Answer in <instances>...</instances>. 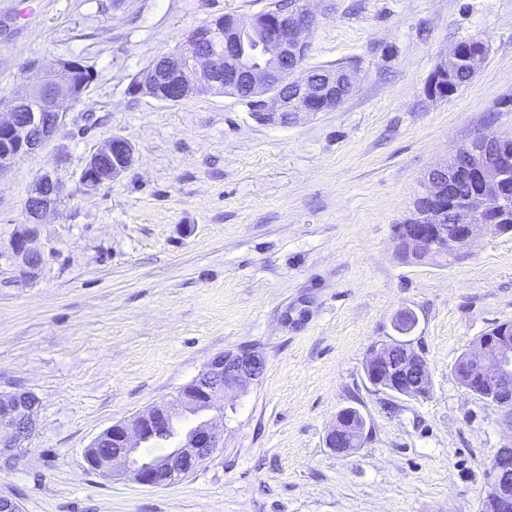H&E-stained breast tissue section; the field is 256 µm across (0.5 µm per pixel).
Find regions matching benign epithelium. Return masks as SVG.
Returning a JSON list of instances; mask_svg holds the SVG:
<instances>
[{"label":"benign epithelium","instance_id":"benign-epithelium-1","mask_svg":"<svg viewBox=\"0 0 512 512\" xmlns=\"http://www.w3.org/2000/svg\"><path fill=\"white\" fill-rule=\"evenodd\" d=\"M313 24V15L302 3L280 12L263 25L259 48L265 63L253 69L238 66L224 76L218 71L221 60L201 49L209 32L200 28L190 35L199 46L195 55L160 56L140 75V85L152 90L153 98L161 101L167 88L191 96L212 91L223 80L246 84L257 102L259 118L268 121H284L290 112L334 111L352 92L353 81L332 70L318 77L301 70L299 59L306 55L307 35ZM70 67L69 61L61 59L51 71L39 65L28 69V79L14 94L10 112L5 118L0 116V144L6 157L36 153L64 124L67 112L62 103L75 104L80 98ZM39 89L47 90L44 112L28 109ZM132 156L129 142L120 137L109 140L82 171L86 187L96 188L122 174ZM498 180L494 170H486L485 194L472 196L450 211L447 163L435 165L425 176V191L418 196L416 223L408 226L400 242L402 253L418 261L445 259L457 250L468 251L478 230H499V225L481 221L488 195L495 191ZM62 194L63 186L53 173L39 175L26 201L29 223L9 244L15 263L29 279L38 275L42 265V253L33 246L38 220L58 203ZM263 371V359L251 350L226 352L213 358L173 402L152 406L131 421L118 422L101 432L85 453L88 466L105 478L125 476L144 486H168L180 481L213 455L220 440L209 420L196 423L185 433L168 432L178 411L217 408L227 392L245 388ZM365 372L372 376L370 383L376 388L400 395L421 398L430 388L425 359L403 341L373 349ZM457 378L467 392L498 408L512 428V405H507L506 400L512 397V340H482L461 361ZM36 415L37 401L31 392L0 391V469L11 464L17 449L26 447L35 431ZM152 439L168 448L156 454L144 452ZM360 439L359 423L339 414L327 436V445L347 454L358 447ZM481 512H512V444L500 448L489 467Z\"/></svg>","mask_w":512,"mask_h":512}]
</instances>
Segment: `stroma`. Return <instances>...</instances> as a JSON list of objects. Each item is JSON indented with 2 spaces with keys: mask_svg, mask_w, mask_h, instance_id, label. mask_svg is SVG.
I'll return each instance as SVG.
<instances>
[{
  "mask_svg": "<svg viewBox=\"0 0 512 512\" xmlns=\"http://www.w3.org/2000/svg\"><path fill=\"white\" fill-rule=\"evenodd\" d=\"M274 3L0 0V100L33 61L92 72L53 139L0 174V390L39 401L27 448L0 470V496L22 512H479L512 432L454 365L512 322V231L477 234L463 260L416 263L393 227L457 145L512 132V0H307L303 69L347 66L356 85L335 111L284 124L227 94H132L195 28ZM471 38L487 49L472 80L429 96L439 59ZM115 136L131 166L86 192L84 165ZM47 170L64 191L28 279L8 244ZM403 312L415 319L404 335ZM398 339L427 362L426 397L366 377L370 349ZM242 348L263 375L220 410L178 419L217 421L220 446L196 471L145 487L89 468L102 431ZM345 408L367 430L348 455L327 446Z\"/></svg>",
  "mask_w": 512,
  "mask_h": 512,
  "instance_id": "stroma-1",
  "label": "stroma"
}]
</instances>
